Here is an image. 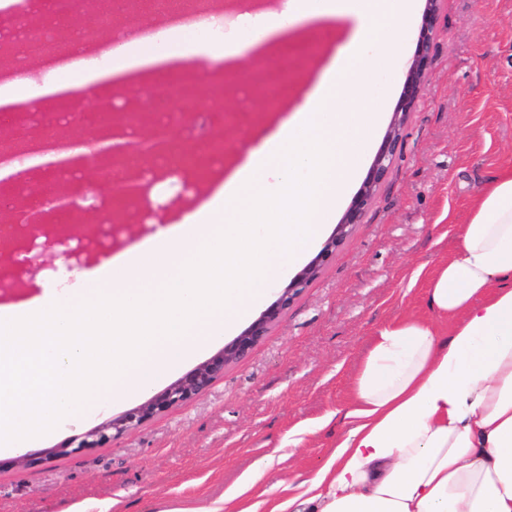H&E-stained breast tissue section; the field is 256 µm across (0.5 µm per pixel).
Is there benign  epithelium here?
<instances>
[{
    "label": "benign epithelium",
    "mask_w": 512,
    "mask_h": 512,
    "mask_svg": "<svg viewBox=\"0 0 512 512\" xmlns=\"http://www.w3.org/2000/svg\"><path fill=\"white\" fill-rule=\"evenodd\" d=\"M440 3L441 0H426L415 50L405 72L401 97L393 120L361 189L318 255L295 276L277 300L263 311L258 319L230 343L224 345L220 352L186 373L145 404L90 431L79 441L78 447H99L118 438L128 429L167 411L172 406L190 401L204 393L212 382L224 373V368L228 364L246 358L256 344L267 336L270 325L279 320L295 297L317 275L320 268L331 260L336 249L350 236L353 227L362 223L375 192L387 178L396 160L403 126L410 112L414 110L428 79L432 63L431 48L439 29ZM115 138H124L126 142L109 145L107 149L119 151L125 157L136 151L149 156L157 154L166 157L174 153L175 141L170 131L153 128L147 135L132 140L129 138L127 124L121 117L115 119L112 130L100 135L102 141ZM56 166H64L70 171L80 172L91 169V164L82 156L51 162L46 165V168L51 169Z\"/></svg>",
    "instance_id": "7a95c632"
}]
</instances>
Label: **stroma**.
I'll use <instances>...</instances> for the list:
<instances>
[{"label":"stroma","mask_w":512,"mask_h":512,"mask_svg":"<svg viewBox=\"0 0 512 512\" xmlns=\"http://www.w3.org/2000/svg\"><path fill=\"white\" fill-rule=\"evenodd\" d=\"M349 25L311 27L305 41L274 44L291 64L287 96L315 77L302 44L331 57ZM512 163V0H443L424 92L403 130L400 155L363 221L245 359L225 367L195 399L99 448L40 454L139 406H100L32 446L35 465L0 467V512H270L311 480L349 428L351 384L379 330L427 318V270L452 255L458 224L488 173ZM95 212L61 224V244L30 271L0 264L11 286L0 306L41 294L60 276L101 265L76 250L100 233ZM302 441L289 446L288 436Z\"/></svg>","instance_id":"stroma-1"}]
</instances>
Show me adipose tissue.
<instances>
[{"mask_svg":"<svg viewBox=\"0 0 512 512\" xmlns=\"http://www.w3.org/2000/svg\"><path fill=\"white\" fill-rule=\"evenodd\" d=\"M414 0H285L244 11L215 48L193 26L53 66V83H0L18 101L148 77L190 60L238 62L300 25L349 21L347 45L207 201L75 279L0 307V450L23 455L102 402L148 394L233 331L323 237L385 110ZM432 318L383 328L352 381L353 421L309 486L271 512H512V164L479 188L454 254L426 279Z\"/></svg>","mask_w":512,"mask_h":512,"instance_id":"adipose-tissue-1","label":"adipose tissue"}]
</instances>
